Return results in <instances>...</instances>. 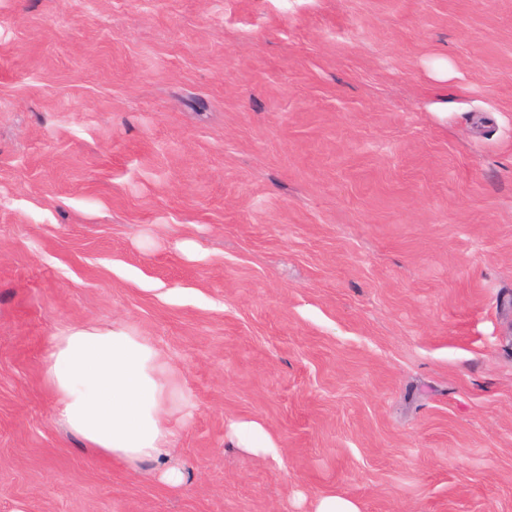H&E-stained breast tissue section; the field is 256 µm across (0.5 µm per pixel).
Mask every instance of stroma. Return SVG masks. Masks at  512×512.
<instances>
[{"mask_svg":"<svg viewBox=\"0 0 512 512\" xmlns=\"http://www.w3.org/2000/svg\"><path fill=\"white\" fill-rule=\"evenodd\" d=\"M88 323L179 368L164 465L59 423ZM330 494L512 512V0H0V512ZM232 427L242 448L262 455L277 453V445L261 424L254 421L241 422L232 424Z\"/></svg>","mask_w":512,"mask_h":512,"instance_id":"stroma-1","label":"stroma"}]
</instances>
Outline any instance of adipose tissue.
<instances>
[{
	"mask_svg": "<svg viewBox=\"0 0 512 512\" xmlns=\"http://www.w3.org/2000/svg\"><path fill=\"white\" fill-rule=\"evenodd\" d=\"M44 380L58 417L83 446L112 459L156 461L188 403L175 364L131 327H69L53 338Z\"/></svg>",
	"mask_w": 512,
	"mask_h": 512,
	"instance_id": "obj_1",
	"label": "adipose tissue"
}]
</instances>
